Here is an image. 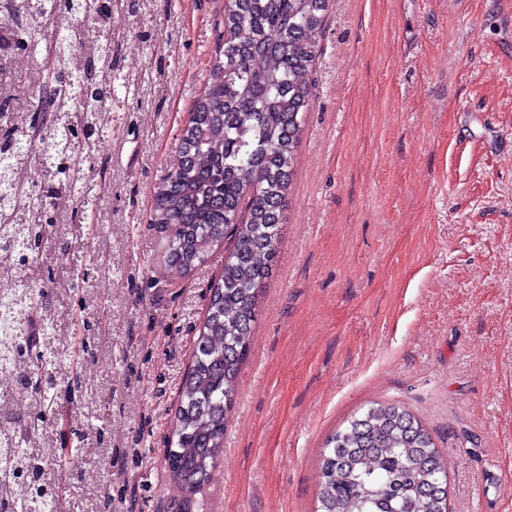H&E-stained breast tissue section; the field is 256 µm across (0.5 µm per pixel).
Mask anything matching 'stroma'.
Segmentation results:
<instances>
[{
  "label": "stroma",
  "instance_id": "stroma-1",
  "mask_svg": "<svg viewBox=\"0 0 512 512\" xmlns=\"http://www.w3.org/2000/svg\"><path fill=\"white\" fill-rule=\"evenodd\" d=\"M112 30V137L83 169L100 238L64 224L41 256L53 315L96 358L46 431L87 434L60 461L77 507L168 512L163 456L225 248L174 277L149 217L224 0H127ZM311 80L212 512H314L327 439L387 402L430 432L449 512H512V0H330ZM101 262L106 281L62 295Z\"/></svg>",
  "mask_w": 512,
  "mask_h": 512
}]
</instances>
